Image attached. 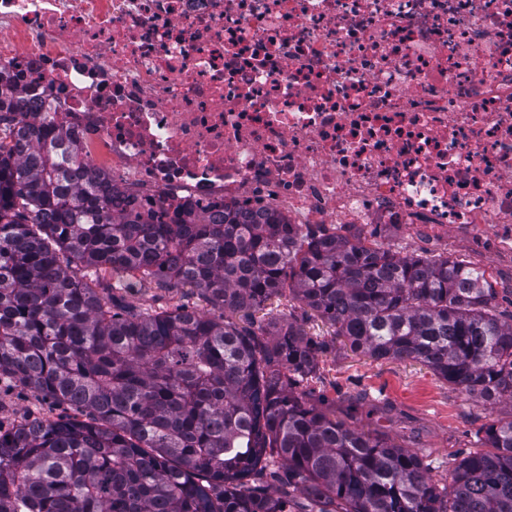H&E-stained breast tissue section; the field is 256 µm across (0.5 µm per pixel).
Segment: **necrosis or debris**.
Wrapping results in <instances>:
<instances>
[{
	"label": "necrosis or debris",
	"mask_w": 512,
	"mask_h": 512,
	"mask_svg": "<svg viewBox=\"0 0 512 512\" xmlns=\"http://www.w3.org/2000/svg\"><path fill=\"white\" fill-rule=\"evenodd\" d=\"M0 72L113 211L512 243V0H0Z\"/></svg>",
	"instance_id": "necrosis-or-debris-1"
}]
</instances>
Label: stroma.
I'll use <instances>...</instances> for the list:
<instances>
[{"instance_id": "obj_1", "label": "stroma", "mask_w": 512, "mask_h": 512, "mask_svg": "<svg viewBox=\"0 0 512 512\" xmlns=\"http://www.w3.org/2000/svg\"><path fill=\"white\" fill-rule=\"evenodd\" d=\"M371 242L403 255H443L480 268L496 290L497 309L512 313V246L494 228L414 224L372 236ZM301 389L337 418L418 450L440 484L450 482L456 464L478 449L482 427L512 412L466 396L420 363L377 362L347 349L319 354L316 377ZM47 413V404L29 389L0 392V423Z\"/></svg>"}]
</instances>
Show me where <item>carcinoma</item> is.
Returning <instances> with one entry per match:
<instances>
[{
	"mask_svg": "<svg viewBox=\"0 0 512 512\" xmlns=\"http://www.w3.org/2000/svg\"><path fill=\"white\" fill-rule=\"evenodd\" d=\"M75 155L0 96V383L75 411L0 430V512H512V320L485 272L334 224L116 215ZM147 284L221 315L121 295ZM285 290L352 352L507 404L489 450L439 486L416 451L307 401L333 345L252 319Z\"/></svg>",
	"mask_w": 512,
	"mask_h": 512,
	"instance_id": "1",
	"label": "carcinoma"
}]
</instances>
